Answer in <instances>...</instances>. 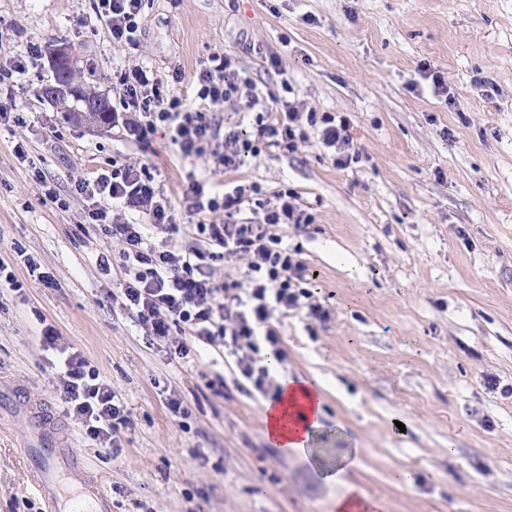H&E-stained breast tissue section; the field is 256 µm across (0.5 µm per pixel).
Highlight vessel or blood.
<instances>
[{"label": "vessel or blood", "mask_w": 512, "mask_h": 512, "mask_svg": "<svg viewBox=\"0 0 512 512\" xmlns=\"http://www.w3.org/2000/svg\"><path fill=\"white\" fill-rule=\"evenodd\" d=\"M15 402L32 420L27 458L32 481L52 512H112V500L82 457L69 448L56 414L31 391L15 394Z\"/></svg>", "instance_id": "obj_1"}]
</instances>
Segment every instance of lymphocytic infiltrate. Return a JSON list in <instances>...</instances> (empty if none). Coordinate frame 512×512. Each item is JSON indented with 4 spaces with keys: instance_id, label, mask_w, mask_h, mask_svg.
Wrapping results in <instances>:
<instances>
[{
    "instance_id": "f902f5d3",
    "label": "lymphocytic infiltrate",
    "mask_w": 512,
    "mask_h": 512,
    "mask_svg": "<svg viewBox=\"0 0 512 512\" xmlns=\"http://www.w3.org/2000/svg\"><path fill=\"white\" fill-rule=\"evenodd\" d=\"M93 3L113 45H138L145 0ZM193 81L198 103L190 106L181 98L165 97L154 71L140 64L127 66L116 77L120 109L112 114L113 124L122 126L143 147L155 133H166L183 158L208 154L227 169L238 167L244 154H258L263 147L296 151L312 136L333 154L337 166L346 167L359 159L350 149L347 117L313 109L305 112L289 101L282 104L278 125L257 121L252 137L246 139L236 131L218 135L214 108L227 103L253 108L262 102L256 84L240 75L235 59L227 54H213L194 73ZM77 191L95 202L88 212L95 233L121 246L116 253L125 271L120 306L135 313L151 341L171 343V329L176 326L188 335L187 340L173 343L179 358L190 355L194 339L239 351L237 366L242 376L255 390H264L269 371L256 365L251 353L262 342L278 345L279 336L268 325L274 310L297 308L311 296L308 267L297 250L283 246L281 238L271 232L278 224L311 223V216L295 205L294 194L279 192L271 202L254 183L209 192L204 182L193 179L186 199L199 220L182 226L176 224L168 201L154 186L146 165L140 163L113 166L110 173L79 182ZM114 201L142 212L146 223L110 219L108 205ZM245 204L261 211V218L240 219ZM219 211L224 214L223 223L210 222V214ZM153 228L171 235L184 233L193 243L185 248L152 243L149 231ZM116 254L108 248L99 251L97 265L102 274H110ZM218 255L246 259L248 287L235 280L215 279L210 262ZM41 338L46 347L60 354L62 378L57 391L70 416L82 423L91 440L117 447L118 431L132 425L124 402L111 385L100 380L97 369L81 352L60 345L54 327H45Z\"/></svg>"
}]
</instances>
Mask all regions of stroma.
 I'll return each mask as SVG.
<instances>
[{"label":"stroma","instance_id":"35a3bbf8","mask_svg":"<svg viewBox=\"0 0 512 512\" xmlns=\"http://www.w3.org/2000/svg\"><path fill=\"white\" fill-rule=\"evenodd\" d=\"M66 40L100 93L140 61L165 93L195 103L193 75L232 56L264 107L225 106L221 132L275 122L279 101L348 117L360 160L337 167L317 138L297 151L245 155L224 171L155 136L141 150L123 127L66 119L38 94L47 51ZM27 59L24 85L0 84L20 123L0 127V261L22 282L0 296V512H45L21 452L27 422L12 406L25 387L59 405L43 323L80 350L122 396L133 425L119 452L71 416V448L112 497V512H336L348 486L373 512H512V0H146L137 48H114L91 0H0V66ZM441 72L435 95L423 65ZM181 72L173 81V72ZM27 146V159L15 154ZM148 163L177 223L193 224L190 175L288 189L313 217L276 232L317 278L310 303L275 311L280 357L257 364L325 387L318 455H352L340 481L271 445L264 395L234 356L199 344L179 359L152 344L112 300L124 270L101 275V243L84 235L88 202L75 183L113 161ZM42 172L67 208L46 200ZM33 256L58 287L24 264ZM320 313H311V305ZM187 409L175 417L170 399Z\"/></svg>","mask_w":512,"mask_h":512}]
</instances>
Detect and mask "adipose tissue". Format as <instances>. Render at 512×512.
Listing matches in <instances>:
<instances>
[{"label":"adipose tissue","mask_w":512,"mask_h":512,"mask_svg":"<svg viewBox=\"0 0 512 512\" xmlns=\"http://www.w3.org/2000/svg\"><path fill=\"white\" fill-rule=\"evenodd\" d=\"M322 390L306 381H283L276 400L263 410L266 437L270 444L304 453L313 442L322 417Z\"/></svg>","instance_id":"ef3b65f1"}]
</instances>
